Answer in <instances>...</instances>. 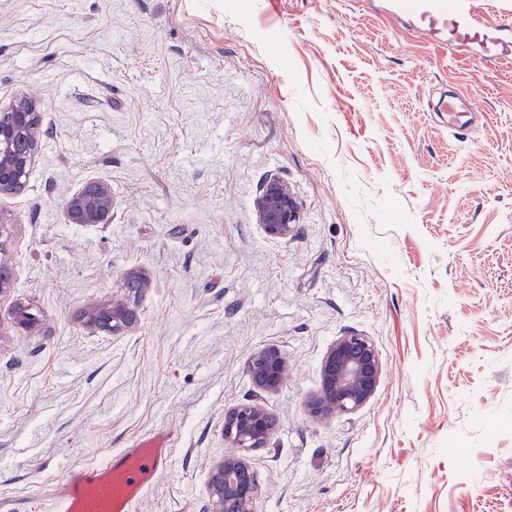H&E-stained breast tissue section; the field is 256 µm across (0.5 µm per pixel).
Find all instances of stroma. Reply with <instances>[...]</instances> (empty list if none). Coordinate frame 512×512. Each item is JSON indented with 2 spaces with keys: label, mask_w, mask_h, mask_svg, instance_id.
Returning <instances> with one entry per match:
<instances>
[{
  "label": "stroma",
  "mask_w": 512,
  "mask_h": 512,
  "mask_svg": "<svg viewBox=\"0 0 512 512\" xmlns=\"http://www.w3.org/2000/svg\"><path fill=\"white\" fill-rule=\"evenodd\" d=\"M484 54L368 0H0V102L35 99L43 130L0 197V512H53L69 470L153 434L174 452L136 512H209L224 412L255 398L277 425L247 454L254 512H512V58ZM443 88L476 126L430 111ZM96 179L111 223H65ZM270 179L299 205L285 240L255 219ZM133 268L136 327L87 329ZM347 331L379 386L314 421ZM265 347L288 373L262 394ZM434 112L445 113L448 118V128L455 133L466 129L481 112L472 97L464 91H445L434 99ZM248 371L258 390L274 392L283 384L288 365L276 348L266 347L251 356Z\"/></svg>",
  "instance_id": "obj_1"
}]
</instances>
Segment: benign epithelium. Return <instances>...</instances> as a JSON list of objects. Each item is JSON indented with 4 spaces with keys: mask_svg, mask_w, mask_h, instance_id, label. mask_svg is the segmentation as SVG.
<instances>
[{
    "mask_svg": "<svg viewBox=\"0 0 512 512\" xmlns=\"http://www.w3.org/2000/svg\"><path fill=\"white\" fill-rule=\"evenodd\" d=\"M41 137L38 105L26 96L0 104V194L21 192L35 165ZM112 186L105 180L86 183L66 200L64 221L68 224L112 223ZM257 224L270 239L283 240L293 232L298 207L288 186L270 180L254 201ZM14 324L24 329L35 326L28 306L16 303L11 308ZM83 323L94 332L115 335L133 329L138 323L136 297L112 298V302L91 308ZM248 371L255 387L264 392L278 390L288 365L274 347L254 353ZM382 374V362L374 344L364 336L345 332L327 348L317 392L306 402L308 414L328 420L350 414L363 407L374 395ZM276 418L261 403L248 400L224 414V440L230 448H264L271 440ZM210 512H224L228 505L236 512H253L259 483L246 457L229 454L215 463L209 474Z\"/></svg>",
    "mask_w": 512,
    "mask_h": 512,
    "instance_id": "obj_1",
    "label": "benign epithelium"
}]
</instances>
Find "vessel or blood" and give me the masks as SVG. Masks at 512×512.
<instances>
[{"mask_svg":"<svg viewBox=\"0 0 512 512\" xmlns=\"http://www.w3.org/2000/svg\"><path fill=\"white\" fill-rule=\"evenodd\" d=\"M388 10L424 36L460 47L481 44L493 54L512 55V32L486 26L473 0H388ZM433 109L445 113L449 128L456 132L466 129L478 112L472 97L461 90L443 92ZM170 451V438L151 436L104 464L68 471L56 512H135Z\"/></svg>","mask_w":512,"mask_h":512,"instance_id":"vessel-or-blood-1","label":"vessel or blood"}]
</instances>
